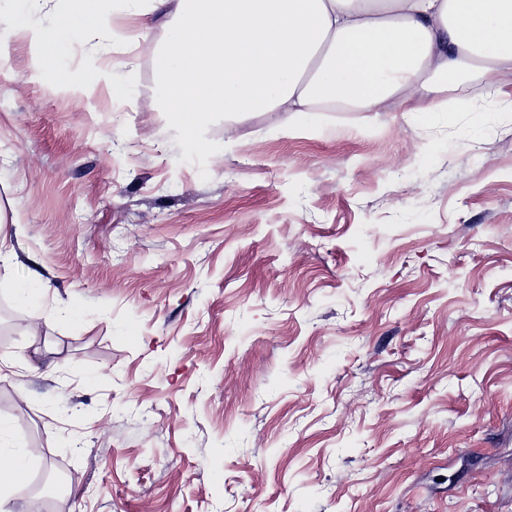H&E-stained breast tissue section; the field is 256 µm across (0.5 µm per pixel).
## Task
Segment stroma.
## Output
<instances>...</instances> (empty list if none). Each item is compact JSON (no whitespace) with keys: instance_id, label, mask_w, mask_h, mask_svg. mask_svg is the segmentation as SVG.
Segmentation results:
<instances>
[{"instance_id":"1","label":"stroma","mask_w":512,"mask_h":512,"mask_svg":"<svg viewBox=\"0 0 512 512\" xmlns=\"http://www.w3.org/2000/svg\"><path fill=\"white\" fill-rule=\"evenodd\" d=\"M146 7L50 62L0 0L18 502L60 474L52 512H512V80L464 71L428 121L215 113L190 156Z\"/></svg>"}]
</instances>
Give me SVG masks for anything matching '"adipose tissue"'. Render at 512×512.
<instances>
[{
	"mask_svg": "<svg viewBox=\"0 0 512 512\" xmlns=\"http://www.w3.org/2000/svg\"><path fill=\"white\" fill-rule=\"evenodd\" d=\"M35 0H11L23 29L48 56L112 28L109 0H56L35 21ZM155 57L169 121L188 153L215 112H292L316 103L383 112L409 102L425 118L442 110L438 75L479 70L496 88L512 78V0H178ZM36 456L0 452V512Z\"/></svg>",
	"mask_w": 512,
	"mask_h": 512,
	"instance_id": "adipose-tissue-1",
	"label": "adipose tissue"
}]
</instances>
